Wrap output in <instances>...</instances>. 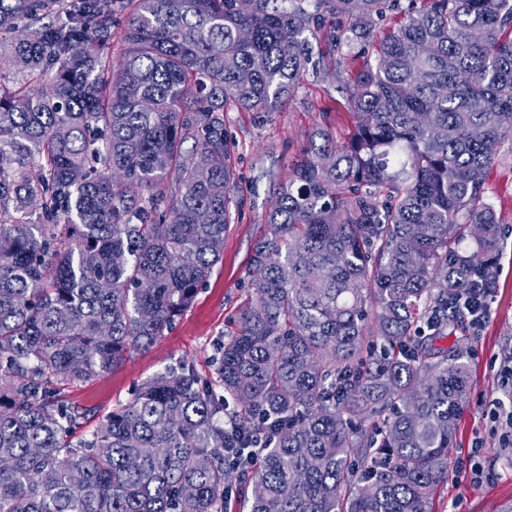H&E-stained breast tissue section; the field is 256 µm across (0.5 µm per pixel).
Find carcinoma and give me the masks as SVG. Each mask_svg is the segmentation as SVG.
Segmentation results:
<instances>
[{"label": "carcinoma", "mask_w": 512, "mask_h": 512, "mask_svg": "<svg viewBox=\"0 0 512 512\" xmlns=\"http://www.w3.org/2000/svg\"><path fill=\"white\" fill-rule=\"evenodd\" d=\"M112 2L0 0V512H226L243 482L248 512H433L470 392L435 341L504 245L512 0H421L380 38L348 139L316 129L278 184L215 378L160 372L75 443L65 386L157 341L222 259L224 107L275 111L312 19L364 41L399 0H126L117 61Z\"/></svg>", "instance_id": "carcinoma-1"}]
</instances>
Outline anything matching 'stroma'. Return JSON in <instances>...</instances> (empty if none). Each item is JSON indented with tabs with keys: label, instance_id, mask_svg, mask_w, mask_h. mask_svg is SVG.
<instances>
[{
	"label": "stroma",
	"instance_id": "obj_1",
	"mask_svg": "<svg viewBox=\"0 0 512 512\" xmlns=\"http://www.w3.org/2000/svg\"><path fill=\"white\" fill-rule=\"evenodd\" d=\"M313 62L288 102L274 112H244L228 107L224 127L240 171L238 209L224 235V255L206 286L171 330L149 347L132 351L111 372L89 382L68 385L63 397L88 409L85 430L98 427L112 408L125 404L134 389L165 369L188 363L201 378L213 377L211 359L219 342L231 334L245 298L244 282L255 240L276 193V177L287 176L308 144L314 127L335 138L348 137L354 125L349 106V73H326L334 55L328 41L313 42ZM488 201L502 225L504 252L499 286L488 321L478 332L456 331L446 347L462 346L470 373V392L461 415L448 464V484L434 512H503L512 505V450L501 447L489 417L493 404L512 407V386L500 370L512 357V146L503 145L485 183ZM479 466L481 479L465 468Z\"/></svg>",
	"mask_w": 512,
	"mask_h": 512
}]
</instances>
